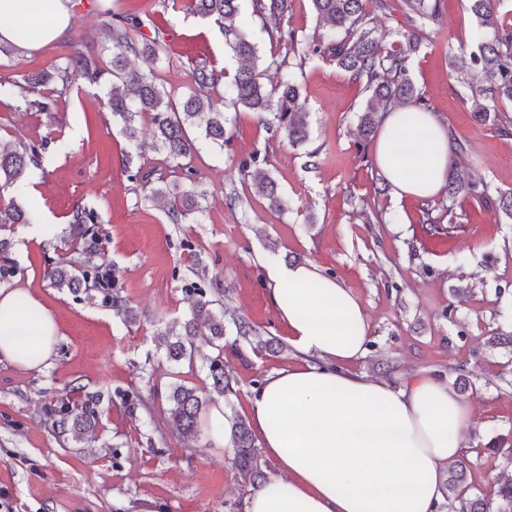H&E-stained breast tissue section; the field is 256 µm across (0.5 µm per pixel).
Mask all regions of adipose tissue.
I'll return each instance as SVG.
<instances>
[{"mask_svg":"<svg viewBox=\"0 0 512 512\" xmlns=\"http://www.w3.org/2000/svg\"><path fill=\"white\" fill-rule=\"evenodd\" d=\"M69 0H0V43L37 50L69 28ZM448 133L430 112H390L374 163L397 198H429L448 176ZM269 300L301 364L267 374L249 416L273 473L245 512H439L444 472L474 425L451 384L424 375L396 387L350 370L371 327L356 295L311 264L267 269ZM53 314L32 294L0 289V361L48 365Z\"/></svg>","mask_w":512,"mask_h":512,"instance_id":"adipose-tissue-1","label":"adipose tissue"}]
</instances>
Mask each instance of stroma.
Returning <instances> with one entry per match:
<instances>
[{"instance_id": "stroma-1", "label": "stroma", "mask_w": 512, "mask_h": 512, "mask_svg": "<svg viewBox=\"0 0 512 512\" xmlns=\"http://www.w3.org/2000/svg\"><path fill=\"white\" fill-rule=\"evenodd\" d=\"M67 37L99 31L107 15H135V40L158 39L160 56L141 54L132 63L153 71L172 95L192 84L193 62L233 77L239 63L215 24L164 11L160 0H72ZM439 23L425 27L409 73L426 103L470 151L458 171L481 173L491 188L512 190V136L501 135L474 113L452 57L459 44H474L482 30L467 0H442ZM316 20L310 0H292L287 28L296 49L261 38L263 57L302 62L301 97L310 113V139L294 145L243 110L228 131L223 154L201 153L193 179L179 189L204 192L200 221L170 223L163 209L129 180L127 167L170 172L152 142L131 149L110 115L100 113L94 90L71 88L51 111L36 112L0 101V140L46 142L39 165L26 177L37 201L18 195L14 203L38 211L36 224H19L9 256L24 271L14 287L24 289L54 315L59 339L50 363L22 369L0 362V512H245L250 491L231 465L232 452L173 435L162 401L152 398L178 380L206 390L204 363L211 349L200 346L195 364L171 367L163 331L189 316L198 269L224 285V306L246 319L279 353L232 349L234 327L224 334V362L235 395L226 413L245 415L251 389L269 372L298 363L267 294L266 262L313 264L350 288L371 324L372 346L354 371L394 386L431 374L443 365H464L463 393L478 422L468 436L469 494L500 507L497 488L512 480V352L490 347L494 336L512 333V219L493 206L462 195L447 222L439 197L375 199L373 145L359 141V114L367 95L335 63L309 50ZM57 45L0 54V77L52 67ZM256 154L288 198L286 210L271 212L239 162ZM238 195L231 206L227 195ZM95 207L103 248L113 263L122 296L137 316L124 324L111 308L93 306L51 288L44 260L53 256L41 225L66 227L77 202ZM454 315H447L448 306ZM113 393L127 390L152 399L153 425L113 404L99 440L88 446L58 437L46 406L74 399V387Z\"/></svg>"}]
</instances>
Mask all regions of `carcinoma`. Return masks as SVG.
I'll use <instances>...</instances> for the list:
<instances>
[{"mask_svg":"<svg viewBox=\"0 0 512 512\" xmlns=\"http://www.w3.org/2000/svg\"><path fill=\"white\" fill-rule=\"evenodd\" d=\"M171 8L182 9L210 19L224 31L225 45L239 59L246 61L234 75L228 88L217 96L210 90L219 86L223 72L207 65L193 67L195 87L173 97L156 83L152 73L130 67L128 54L158 52L154 41L138 42L128 33L129 28L140 24L138 17H122V23L108 20L96 37L112 44L111 64L103 69L86 53L84 41L68 39L63 42L67 51L61 62L51 71H33L19 75L15 80H0V98L15 100L18 107L49 111L54 99L41 94V88L54 84L64 93L78 81L94 85H110L101 98L102 111L112 115V121L121 134L134 146L149 138L154 146L165 152L174 168L190 176L192 162L201 149L224 150L226 126L233 123L237 113L248 110L255 114L258 123L282 133L291 143H300L310 136V112L301 99L297 70L302 63L285 65V60L265 61L259 55L254 36L238 22L239 0H169ZM316 17L317 33L313 52L330 57L349 79L364 83L369 93L359 115L362 133L372 139L381 128L385 115L398 108L413 106L425 110L424 97L409 77V61L419 51L423 22H437L441 15V0H401L404 13L412 23V30L400 34L396 43L387 45L375 26L377 13L390 8L387 0H310ZM469 9L488 35L473 48L460 44L458 69L474 102L479 104V118L492 121L504 136H512V25L499 21L501 0H468ZM291 7V0H252V13L262 21V30L269 39L288 43L294 50L297 40L292 32L284 29V20ZM45 144L20 146L0 141V286L12 284L13 279L24 273L8 261L11 239L4 232H14L16 224H32L34 217L19 209L11 194L19 188L27 169L38 164ZM266 160L257 155L240 161L238 169L257 182L262 195L273 211H281L287 204L277 182L261 165ZM139 180L149 191V198L164 203L167 217L174 224L194 214L202 213L197 195L191 191H178V186L164 177L152 179L141 170L129 174ZM445 198L442 209L454 221L453 206L463 194L482 203H492L512 218V191H499L492 197L490 186L479 174L461 176L455 166H450L444 185ZM43 234L57 242L59 254L44 276L51 287L84 298L91 304L111 307L124 322H131V314L122 297L114 292L112 269L101 256L102 228L96 209L78 202L69 214L68 231L61 236L51 224L43 226ZM215 301L207 292L199 291L191 317L171 321L164 335L175 337L166 341L167 359L174 362L192 361L196 340L208 337L214 353L207 358L211 388L218 395L234 392L232 380L224 367V311L213 310ZM236 340L244 341L253 349L275 352L274 338L257 335L256 330L244 319L233 321ZM104 394L88 393L75 407L53 405L46 408L52 424L60 433L76 441L94 442L102 425L101 405ZM165 411L169 428L187 439H198L200 416L206 403L198 388L175 383L164 394ZM233 458L232 464L244 483L256 488L265 482L260 463V452L249 423L240 417L231 419ZM448 507L453 512H494L492 503L467 493V466L461 460L448 466L446 482Z\"/></svg>","mask_w":512,"mask_h":512,"instance_id":"obj_1","label":"carcinoma"}]
</instances>
